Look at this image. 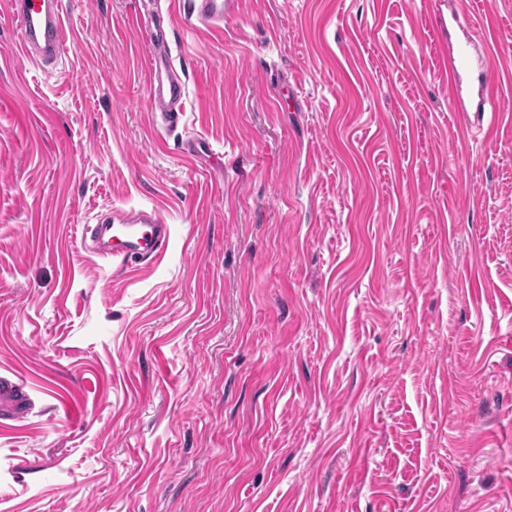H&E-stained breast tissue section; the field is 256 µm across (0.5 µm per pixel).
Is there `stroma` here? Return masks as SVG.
Listing matches in <instances>:
<instances>
[{"label":"stroma","instance_id":"obj_1","mask_svg":"<svg viewBox=\"0 0 512 512\" xmlns=\"http://www.w3.org/2000/svg\"><path fill=\"white\" fill-rule=\"evenodd\" d=\"M187 2L60 0L43 67L0 0V512H512V0ZM131 209L170 240L117 273L81 230ZM236 0H192L189 17L197 24L210 28H220L224 16L235 8ZM165 34H151L148 54V83L155 114L168 127H177L183 116L186 76L174 66ZM473 41H480L476 33L471 38L466 36L464 40L451 45L448 49V80L451 95L449 103L455 112H465V107L458 100L460 81L464 74L474 75V85L478 97L477 112H481L482 119L485 114L493 116L494 87L492 83L491 66L483 55H476ZM491 107L490 113L488 107ZM0 419L9 420L21 413L29 403L21 383L0 380Z\"/></svg>","mask_w":512,"mask_h":512}]
</instances>
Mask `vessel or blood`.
<instances>
[{
	"instance_id": "1",
	"label": "vessel or blood",
	"mask_w": 512,
	"mask_h": 512,
	"mask_svg": "<svg viewBox=\"0 0 512 512\" xmlns=\"http://www.w3.org/2000/svg\"><path fill=\"white\" fill-rule=\"evenodd\" d=\"M236 0H192L189 17L195 23L218 28L225 15L235 8ZM8 9L18 19L22 33L20 50L30 59L50 63L61 57L66 39L63 19L57 0H8ZM473 74L478 97V112H487L494 103V87L488 58L476 54L472 38L448 49V80L454 111H462L457 98L460 81ZM148 83L155 114L169 127L178 126L183 116L186 77L174 66L169 55L165 34H152L149 40ZM169 242V227L159 214L148 219L128 214L123 223L113 225L110 241L100 243L98 258L113 266L127 267L136 255H157L165 252ZM29 403L22 384L0 380V419L9 420L21 413Z\"/></svg>"
}]
</instances>
